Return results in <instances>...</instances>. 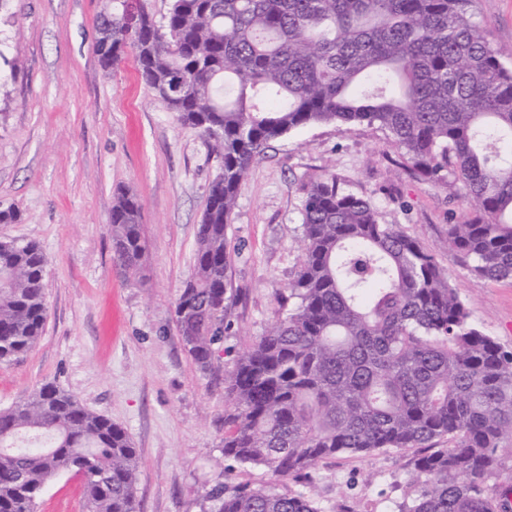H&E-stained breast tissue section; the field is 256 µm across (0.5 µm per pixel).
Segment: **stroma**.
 I'll use <instances>...</instances> for the list:
<instances>
[{
  "label": "stroma",
  "instance_id": "obj_1",
  "mask_svg": "<svg viewBox=\"0 0 512 512\" xmlns=\"http://www.w3.org/2000/svg\"><path fill=\"white\" fill-rule=\"evenodd\" d=\"M108 0L0 5V242H37L48 258V317L19 362L0 365V408L52 382L122 426L140 458V512H206L217 483L313 490L322 512H393L417 449L342 454L279 478L224 455V373L283 312L299 266L301 187L326 176L370 199L446 269L470 321L512 351V279L472 275L446 246L471 210L467 190L414 176L385 130L312 125L272 142L243 185L228 237L238 299L213 368L185 352L174 307L194 267L197 227L220 167L197 129L168 112L133 56L115 69L93 51ZM494 43L512 46V0H471ZM141 204L144 276L128 277L107 232L119 192ZM39 512H83L80 477L46 487Z\"/></svg>",
  "mask_w": 512,
  "mask_h": 512
}]
</instances>
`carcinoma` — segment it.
I'll list each match as a JSON object with an SVG mask.
<instances>
[{"label":"carcinoma","instance_id":"carcinoma-1","mask_svg":"<svg viewBox=\"0 0 512 512\" xmlns=\"http://www.w3.org/2000/svg\"><path fill=\"white\" fill-rule=\"evenodd\" d=\"M469 0H170L156 19L110 0L94 46L112 69L131 53L141 78L220 161L198 227L175 326L202 372L237 294L227 229L253 163L314 124L384 129L421 179L461 180L471 216L448 252L471 273L512 279V57ZM112 41V58L100 54ZM295 305L224 375V457L275 476L341 453L423 448L397 512H506L512 486L485 484L512 436V351L469 322L448 272L415 239L380 223L336 179L302 186ZM140 200L122 192L114 258L143 272ZM48 259L33 241L0 243V364L21 360L47 319ZM47 440L18 446L20 438ZM127 432L53 382L0 409V512H38L55 477L83 480L87 512H138ZM209 512H322L305 492L220 483Z\"/></svg>","mask_w":512,"mask_h":512}]
</instances>
